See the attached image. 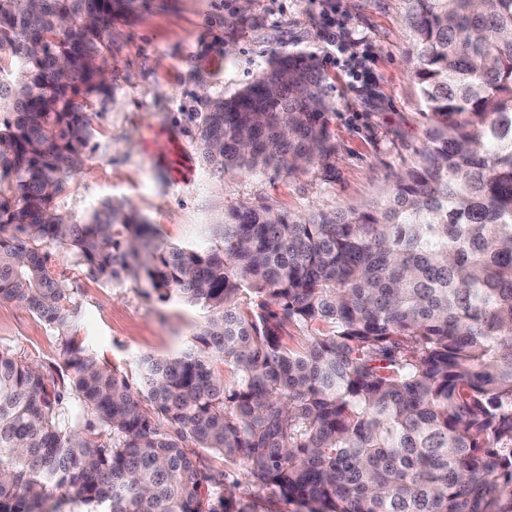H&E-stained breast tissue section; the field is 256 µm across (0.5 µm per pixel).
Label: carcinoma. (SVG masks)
<instances>
[{
    "instance_id": "obj_1",
    "label": "carcinoma",
    "mask_w": 512,
    "mask_h": 512,
    "mask_svg": "<svg viewBox=\"0 0 512 512\" xmlns=\"http://www.w3.org/2000/svg\"><path fill=\"white\" fill-rule=\"evenodd\" d=\"M134 2L0 0V300L36 312L70 370L61 385L0 349V512H203L206 496L245 512L197 448L301 512H512V0H402L431 125L385 199L231 206L205 249L154 243L127 202L55 206L97 148L85 108L112 103V22ZM195 100L217 173L333 154L321 77L289 55ZM44 244L207 308L194 348L141 356L132 389L76 338L82 304Z\"/></svg>"
}]
</instances>
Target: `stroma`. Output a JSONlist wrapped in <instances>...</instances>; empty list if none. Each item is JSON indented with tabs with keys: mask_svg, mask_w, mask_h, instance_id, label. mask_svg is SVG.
Masks as SVG:
<instances>
[{
	"mask_svg": "<svg viewBox=\"0 0 512 512\" xmlns=\"http://www.w3.org/2000/svg\"><path fill=\"white\" fill-rule=\"evenodd\" d=\"M400 0H135L112 28V103L93 117L98 148L70 173L57 198L80 215L104 199L125 200L167 245L207 247L224 238L236 204L292 216L333 212L374 198L410 166L430 126L406 62ZM351 29L339 65L324 60V22ZM306 58L323 78L333 157L289 173L212 172L186 133L196 94L232 96L267 69L273 54ZM365 64L371 84L348 71ZM182 162L187 178L175 180ZM49 267L83 305L78 330L100 360L137 383L136 360L189 347L208 311L128 279L108 283L61 247H44ZM0 348L49 376L63 369L57 337L36 313L0 300ZM204 471L221 470L248 512H299L296 503L251 484L242 462L199 450Z\"/></svg>",
	"mask_w": 512,
	"mask_h": 512,
	"instance_id": "obj_1",
	"label": "stroma"
}]
</instances>
